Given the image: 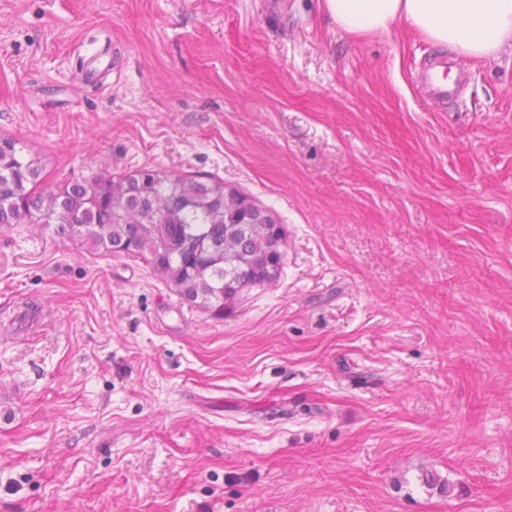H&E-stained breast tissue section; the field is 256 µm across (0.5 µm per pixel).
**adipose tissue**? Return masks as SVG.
<instances>
[{"label": "adipose tissue", "mask_w": 512, "mask_h": 512, "mask_svg": "<svg viewBox=\"0 0 512 512\" xmlns=\"http://www.w3.org/2000/svg\"><path fill=\"white\" fill-rule=\"evenodd\" d=\"M337 26L384 34L394 24L474 60L512 48V0H325Z\"/></svg>", "instance_id": "ef3b65f1"}]
</instances>
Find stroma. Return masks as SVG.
Here are the masks:
<instances>
[{"mask_svg": "<svg viewBox=\"0 0 512 512\" xmlns=\"http://www.w3.org/2000/svg\"><path fill=\"white\" fill-rule=\"evenodd\" d=\"M1 137L35 192L213 177L286 244L216 317L0 224V512H512L511 52L324 0H0Z\"/></svg>", "mask_w": 512, "mask_h": 512, "instance_id": "obj_1", "label": "stroma"}]
</instances>
